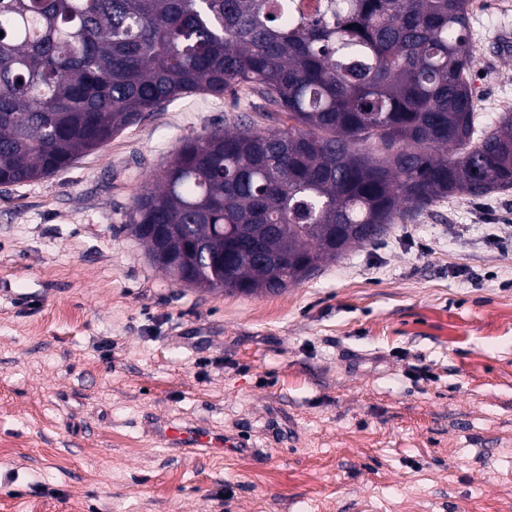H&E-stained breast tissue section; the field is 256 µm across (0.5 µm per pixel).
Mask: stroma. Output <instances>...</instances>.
Returning <instances> with one entry per match:
<instances>
[{"label":"stroma","mask_w":512,"mask_h":512,"mask_svg":"<svg viewBox=\"0 0 512 512\" xmlns=\"http://www.w3.org/2000/svg\"><path fill=\"white\" fill-rule=\"evenodd\" d=\"M482 2L490 118L512 8ZM252 102L188 94L0 186V512H512V192L442 199L276 295L176 284L128 231L171 152ZM155 416L259 449L186 455Z\"/></svg>","instance_id":"35a3bbf8"}]
</instances>
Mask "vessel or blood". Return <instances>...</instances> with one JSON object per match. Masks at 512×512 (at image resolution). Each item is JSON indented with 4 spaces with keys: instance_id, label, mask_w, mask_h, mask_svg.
<instances>
[{
    "instance_id": "b4317fda",
    "label": "vessel or blood",
    "mask_w": 512,
    "mask_h": 512,
    "mask_svg": "<svg viewBox=\"0 0 512 512\" xmlns=\"http://www.w3.org/2000/svg\"><path fill=\"white\" fill-rule=\"evenodd\" d=\"M148 434L157 444L191 454L255 452L256 447L242 436L216 433L195 424H179L164 418L151 419Z\"/></svg>"
}]
</instances>
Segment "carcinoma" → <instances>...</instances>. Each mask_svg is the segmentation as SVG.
I'll return each mask as SVG.
<instances>
[{"mask_svg":"<svg viewBox=\"0 0 512 512\" xmlns=\"http://www.w3.org/2000/svg\"><path fill=\"white\" fill-rule=\"evenodd\" d=\"M470 0H0V185L41 180L164 102L256 97L185 140L130 227L174 282L277 294L402 208L512 190V111L469 81Z\"/></svg>","mask_w":512,"mask_h":512,"instance_id":"cac0c4a2","label":"carcinoma"}]
</instances>
